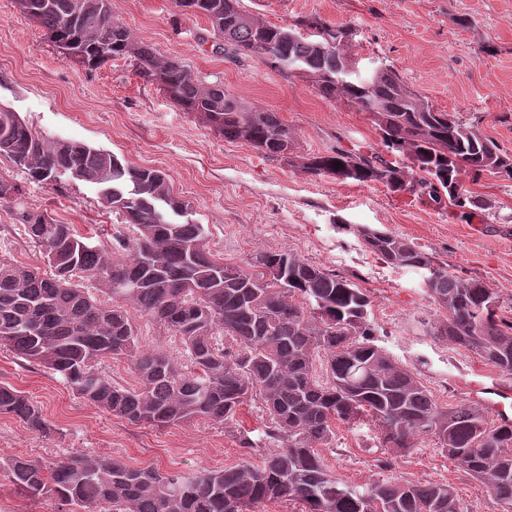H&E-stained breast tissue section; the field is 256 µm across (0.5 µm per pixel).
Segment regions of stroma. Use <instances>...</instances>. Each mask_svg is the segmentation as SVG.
I'll use <instances>...</instances> for the list:
<instances>
[{
  "mask_svg": "<svg viewBox=\"0 0 512 512\" xmlns=\"http://www.w3.org/2000/svg\"><path fill=\"white\" fill-rule=\"evenodd\" d=\"M240 6L266 24L317 16L354 26L347 52L359 58L361 70L375 62L390 65L439 110L476 123L512 155V0H240ZM112 13L158 57L179 59L204 83L223 82L226 92L246 104L277 113L295 135L297 155L364 151L381 141L368 113L322 98L309 82L258 59L215 52L207 19L179 8L176 0H112ZM0 104L36 131L166 173L173 193L208 226V247L225 263L287 251L348 276L372 298L375 344L412 369L438 404L472 403V383L497 375L473 352L426 334L424 321L444 320L445 310L429 297L417 272L385 264L365 248L356 228L386 227L432 254L449 273L482 280L498 296L499 317L512 323V179L485 174L469 183L473 204L463 215L380 183L308 176L247 143L225 141L199 114L183 111L140 78L130 60L91 70L63 58L16 0H0ZM0 177L22 185L29 210L50 211L94 240L110 241L120 221L90 184L32 182L1 156ZM0 255L43 264L39 248L1 206ZM1 383L26 392L51 433L31 432L18 418L0 415V463L18 456L58 462L78 450L163 473L222 469L242 457L239 430L261 426L265 416L260 401L251 400L227 424L133 425L2 349ZM322 455L330 472L350 484L377 477V463L386 459L398 480L445 483L471 512H504L488 487L433 441L392 456L378 448L366 419L351 427L336 424L333 445Z\"/></svg>",
  "mask_w": 512,
  "mask_h": 512,
  "instance_id": "1",
  "label": "stroma"
}]
</instances>
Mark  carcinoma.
<instances>
[{"label":"carcinoma","instance_id":"obj_1","mask_svg":"<svg viewBox=\"0 0 512 512\" xmlns=\"http://www.w3.org/2000/svg\"><path fill=\"white\" fill-rule=\"evenodd\" d=\"M20 11L53 42L68 43L90 69L127 57L136 71L185 112L200 114L230 142L250 144L268 158L294 140L277 113L247 106L203 84L177 58L162 60L112 14V0H17ZM199 7L219 53L252 58L271 43L279 57L305 64L311 86L362 112L382 109L376 122L383 150L334 149L309 157L304 172L427 199L438 208H466L454 195L458 175L485 171L512 178V158L477 125L440 111L396 71L381 66L369 80H349L344 52L352 29L330 26L336 40L293 35L290 25H267L239 9V0H177ZM30 180L61 178L98 187L101 203L134 227L91 246L72 224L22 204L23 188L0 179L7 207L43 256L45 270L0 256V348L57 375L79 398L139 425L166 427L198 420L225 423L258 397L268 423L258 438L240 434L246 458L220 470L161 473L116 459L75 452L49 463L17 457L0 466L20 491L55 501L58 512H259L267 502L291 501L300 512H472L444 483H403L386 477L348 484L328 470L320 448L334 423L368 416L380 447L410 451L435 438L438 448L512 508V423L493 424L472 404L443 407L416 374L377 346L369 318L371 296L347 277L288 252H261L227 264L207 245L206 225L182 218L188 208L161 171L121 161L85 142L38 133L19 113L0 105V156ZM341 167H336V164ZM364 245L392 267L418 271L426 292L448 318L426 332L477 354L512 375V324L501 326L498 300L475 278L448 268L410 240L386 229L357 228ZM178 337L184 356L140 343L130 311ZM236 345L230 352L219 339ZM123 358L135 383L124 386L100 369ZM0 414L32 432L49 425L28 395L0 384ZM261 456L259 464L252 458Z\"/></svg>","mask_w":512,"mask_h":512}]
</instances>
